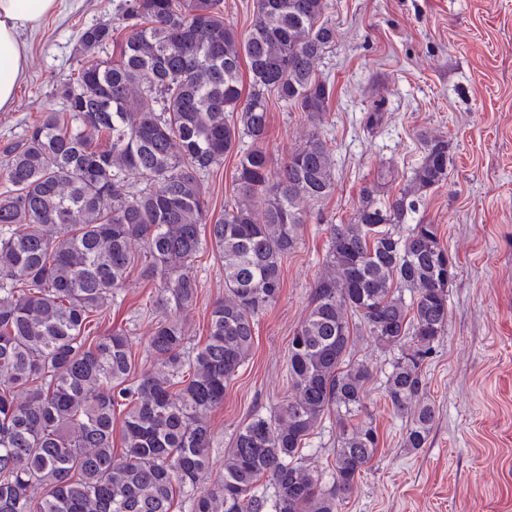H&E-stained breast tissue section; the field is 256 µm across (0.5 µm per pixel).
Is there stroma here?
<instances>
[{"instance_id":"stroma-1","label":"stroma","mask_w":512,"mask_h":512,"mask_svg":"<svg viewBox=\"0 0 512 512\" xmlns=\"http://www.w3.org/2000/svg\"><path fill=\"white\" fill-rule=\"evenodd\" d=\"M336 44L318 66L333 86L321 131L335 160L336 187L310 207L298 248L283 268L276 304L258 319L254 348L210 415V471H219L233 431L252 410L288 395L287 355L308 312L328 249V225L347 223L361 189L381 167L395 171L382 186L388 199L403 188L422 157L417 134L448 141V178L424 193L409 223L435 224L457 261L448 296V326L426 367V398L436 422L425 448H404L405 421L383 396L393 351L369 339L353 355L367 361L368 412L379 446L339 512H512V0H335ZM111 0H60L56 14L24 31L26 66L14 105L0 111V149L15 142L49 109H61L56 87L77 67V34L113 13ZM385 114L369 130L365 115ZM305 131L301 113L271 102L263 145L283 162ZM236 159L227 156L202 179L211 217L233 201ZM201 290L187 317L193 342L207 336L209 309L224 295V271L212 247L194 263ZM159 285L132 273L99 325L135 332ZM338 427L326 419L304 456L330 479Z\"/></svg>"}]
</instances>
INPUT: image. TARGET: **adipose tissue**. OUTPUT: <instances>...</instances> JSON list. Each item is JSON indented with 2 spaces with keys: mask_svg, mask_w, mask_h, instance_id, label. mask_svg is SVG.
Wrapping results in <instances>:
<instances>
[{
  "mask_svg": "<svg viewBox=\"0 0 512 512\" xmlns=\"http://www.w3.org/2000/svg\"><path fill=\"white\" fill-rule=\"evenodd\" d=\"M58 7L59 0H0V110L13 106L25 70L21 31L38 28Z\"/></svg>",
  "mask_w": 512,
  "mask_h": 512,
  "instance_id": "obj_1",
  "label": "adipose tissue"
}]
</instances>
